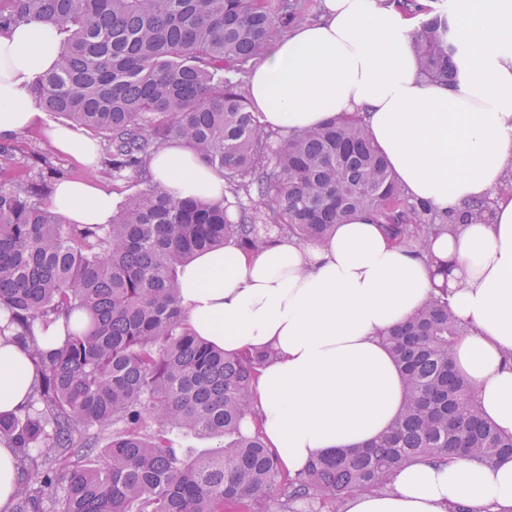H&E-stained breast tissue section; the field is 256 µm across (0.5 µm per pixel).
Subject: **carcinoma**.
<instances>
[{
    "label": "carcinoma",
    "instance_id": "cac0c4a2",
    "mask_svg": "<svg viewBox=\"0 0 512 512\" xmlns=\"http://www.w3.org/2000/svg\"><path fill=\"white\" fill-rule=\"evenodd\" d=\"M303 18L300 0H0V33L48 22L60 37V65L36 76L35 101L102 135L115 177L143 181L110 224H68L33 185L0 183V336L30 344L38 373L30 401L0 413V443L19 460L12 512H252L280 479L261 429L241 430L271 352L229 354L193 334L179 267L227 243H321L357 211L402 246L443 229L397 184L359 116L283 139L250 109L241 84ZM412 49L422 76L456 79L463 53L448 12H426ZM170 140L248 203L178 198L154 181L146 160ZM59 321L65 340L42 350L36 327ZM464 332L442 297L389 331L405 386L393 427L315 459L275 512H341L420 458L512 457V435L455 368ZM175 433L217 444L189 458Z\"/></svg>",
    "mask_w": 512,
    "mask_h": 512
}]
</instances>
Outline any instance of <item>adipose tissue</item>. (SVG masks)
I'll use <instances>...</instances> for the list:
<instances>
[{
	"instance_id": "1",
	"label": "adipose tissue",
	"mask_w": 512,
	"mask_h": 512,
	"mask_svg": "<svg viewBox=\"0 0 512 512\" xmlns=\"http://www.w3.org/2000/svg\"><path fill=\"white\" fill-rule=\"evenodd\" d=\"M315 23L295 27L251 73L248 98L286 135L339 114L358 115L414 200L446 218L426 248L393 243L368 213L323 243L276 241L258 252L227 244L180 267V304L193 333L228 353L273 350L252 393L257 421L289 473L333 448L389 429L404 389L385 331L447 290L467 332L456 364L483 413L512 434V0H475L460 14L465 63L454 84L419 73L415 28L387 0H324ZM61 52L54 27L0 33V138L34 125L36 75ZM155 180L175 195L224 199V180L185 144L160 150ZM486 200L481 224L462 223ZM50 207L72 224H108L111 192L90 180L57 185ZM35 369L22 345L0 338V412L28 398ZM512 512V458L426 459L388 489L346 498L342 512Z\"/></svg>"
}]
</instances>
